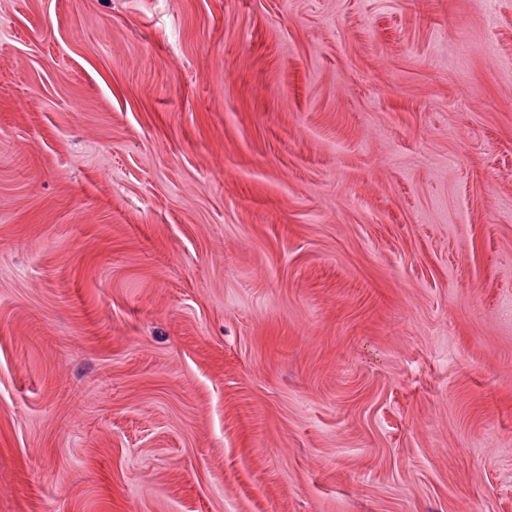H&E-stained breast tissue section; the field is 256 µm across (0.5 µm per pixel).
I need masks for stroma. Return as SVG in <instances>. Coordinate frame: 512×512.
<instances>
[{
	"label": "stroma",
	"mask_w": 512,
	"mask_h": 512,
	"mask_svg": "<svg viewBox=\"0 0 512 512\" xmlns=\"http://www.w3.org/2000/svg\"><path fill=\"white\" fill-rule=\"evenodd\" d=\"M0 512H512V0H0Z\"/></svg>",
	"instance_id": "35a3bbf8"
}]
</instances>
